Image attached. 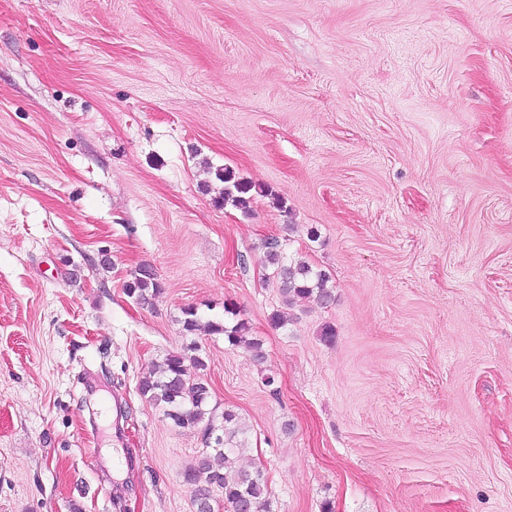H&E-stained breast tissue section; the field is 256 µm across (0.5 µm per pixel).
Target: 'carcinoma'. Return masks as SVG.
<instances>
[{"label":"carcinoma","instance_id":"obj_1","mask_svg":"<svg viewBox=\"0 0 512 512\" xmlns=\"http://www.w3.org/2000/svg\"><path fill=\"white\" fill-rule=\"evenodd\" d=\"M215 176L224 183L219 200L242 209L247 208L250 202L247 194L251 186L236 179L233 171L227 167L216 170ZM266 263L280 284L284 297L313 296L325 304L331 300L332 294L328 288L330 276L326 272L315 271L303 261H288L274 246L267 252ZM124 290L128 297L144 305L161 292V284L152 269L144 265L131 275ZM181 323L187 335L194 336L201 331L209 335L222 334L232 344H245L255 360L264 359L262 341L248 337L249 326L242 319L232 324L214 320L204 322L195 308L188 307L183 310ZM190 365L199 371L205 369V362L196 345L168 354L158 365V371L139 383L140 394L148 402L161 407L165 418L180 428L195 426L205 420L208 414V384L202 377L189 374ZM206 431L215 435L213 451L215 456L224 459V469L214 467L209 455L200 457L184 469L183 479L192 489L193 501H204L215 506V492L219 491L222 501L229 506L234 507L241 500L247 499L263 512H268L269 490L264 470L258 467L251 471H230L234 454L244 444L243 424L239 414L232 409L224 410L222 425L217 428L210 419Z\"/></svg>","mask_w":512,"mask_h":512}]
</instances>
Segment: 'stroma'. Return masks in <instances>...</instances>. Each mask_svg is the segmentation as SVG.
<instances>
[{
  "mask_svg": "<svg viewBox=\"0 0 512 512\" xmlns=\"http://www.w3.org/2000/svg\"><path fill=\"white\" fill-rule=\"evenodd\" d=\"M193 341L270 512H512V0H0V512H194ZM215 176L216 179L224 183V189L219 200L223 201L224 204L231 202L236 207L246 209L250 197L245 195L251 191V186L236 179L233 171L227 167L217 169ZM270 247L267 252L266 263L272 269L271 275L278 281L281 293L285 298L290 296L312 297L327 304L332 294L328 288L330 276L324 271H314L303 261H288L276 250ZM128 297L138 304H148L162 290L160 282L149 266H141L124 286ZM182 313L184 316L181 320L182 330L186 335L194 336L201 331L208 335L222 334L232 344L244 343L255 360L261 361L265 358L262 341L257 338H248L250 328L244 320L240 319L231 324L224 317L223 322L214 320L203 322L193 307L185 308ZM196 345L187 346L178 353L168 354L158 365V371L144 377L139 383L140 394L149 403L163 409L166 419L180 428L195 426L205 419L210 390L206 381L191 377L187 363L198 371L205 369Z\"/></svg>",
  "mask_w": 512,
  "mask_h": 512,
  "instance_id": "35a3bbf8",
  "label": "stroma"
}]
</instances>
